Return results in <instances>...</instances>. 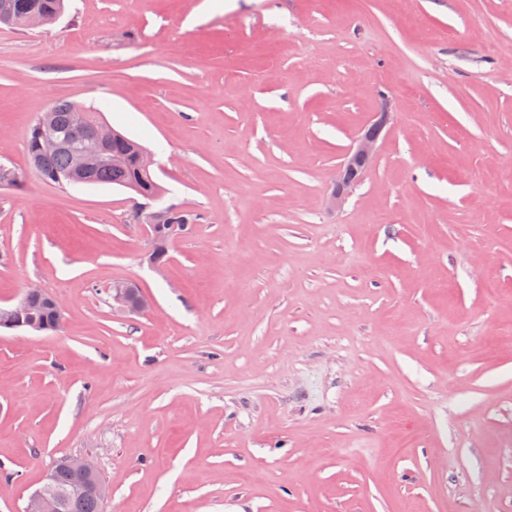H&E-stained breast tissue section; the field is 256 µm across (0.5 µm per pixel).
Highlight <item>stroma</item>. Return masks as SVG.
Wrapping results in <instances>:
<instances>
[{
    "label": "stroma",
    "instance_id": "stroma-1",
    "mask_svg": "<svg viewBox=\"0 0 512 512\" xmlns=\"http://www.w3.org/2000/svg\"><path fill=\"white\" fill-rule=\"evenodd\" d=\"M61 100L196 214L163 268L130 191L30 169ZM0 163V306H64L0 331V512L63 457L103 512H512V0H68L0 26ZM23 7H32L40 12H42L45 16L40 13L29 11L23 14L22 22L13 24L14 28H22V26L27 28H36L44 26L48 23L54 21L57 18V14L64 11L65 8V0H20ZM388 115V107L385 104L377 113L376 120L360 133L345 154L329 200L330 205L334 208L342 207L348 189L353 184L357 174L362 172L373 160L377 151V142L386 125ZM112 301L128 314L141 315L151 307V300L140 286L131 281L112 283ZM34 298H43L48 308L58 314L56 316L50 309L44 308L41 317V326L45 332L57 331L62 323L64 308L57 296L38 288L30 287L25 290L20 300L9 308L0 307V329H24L42 332V327L36 324V315L29 308V302Z\"/></svg>",
    "mask_w": 512,
    "mask_h": 512
}]
</instances>
